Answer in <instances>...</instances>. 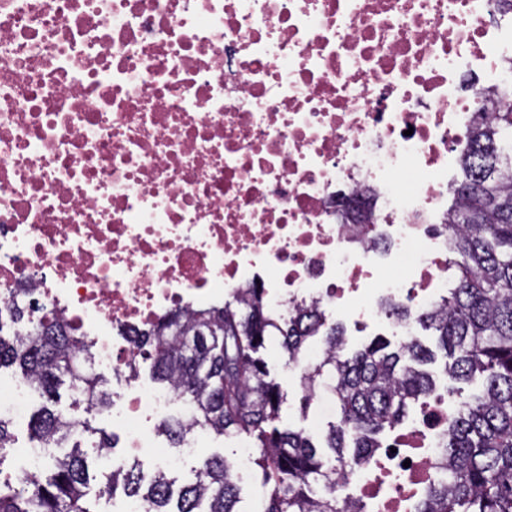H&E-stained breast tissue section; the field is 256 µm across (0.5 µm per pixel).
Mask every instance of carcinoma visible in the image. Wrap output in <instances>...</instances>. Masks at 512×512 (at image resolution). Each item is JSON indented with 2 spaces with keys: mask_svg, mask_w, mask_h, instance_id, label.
I'll return each mask as SVG.
<instances>
[{
  "mask_svg": "<svg viewBox=\"0 0 512 512\" xmlns=\"http://www.w3.org/2000/svg\"><path fill=\"white\" fill-rule=\"evenodd\" d=\"M462 180L450 186L448 250L458 274L439 307L419 317L438 332L448 376L480 387L462 401L448 427V483L434 490L423 512H512V101L479 113L464 133ZM23 289L0 307V369L15 367L46 398L34 414L30 440L68 448L50 456L49 475L0 483V512H92L88 506L91 442L98 454L114 447L90 421L78 422L52 403L64 379L89 411L108 407L101 378L87 366L91 343L55 311L32 306ZM324 336L325 357L303 370L301 410L316 381L334 389L338 423L329 426L323 460L312 437L280 429L286 394L269 378L261 349L279 339L288 364L300 362L306 341ZM343 331L327 326L322 311L304 305L288 316L268 310L259 288L233 293L232 301L178 307L140 333L137 348L151 361L153 379L167 386L190 413L160 421L175 446L195 428L219 435L247 434L266 488L261 512H344L330 467L362 460L380 447L412 402L437 387L421 369L427 354L414 339L397 350L376 341L344 353ZM142 464L124 461L106 477L100 495L117 491L143 502L148 512H241L239 487L228 459L200 460L196 480L173 491L163 471L142 476Z\"/></svg>",
  "mask_w": 512,
  "mask_h": 512,
  "instance_id": "carcinoma-1",
  "label": "carcinoma"
}]
</instances>
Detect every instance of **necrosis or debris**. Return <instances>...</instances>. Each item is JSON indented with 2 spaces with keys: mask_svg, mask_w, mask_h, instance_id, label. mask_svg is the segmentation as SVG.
Wrapping results in <instances>:
<instances>
[{
  "mask_svg": "<svg viewBox=\"0 0 512 512\" xmlns=\"http://www.w3.org/2000/svg\"><path fill=\"white\" fill-rule=\"evenodd\" d=\"M498 0H0V301L29 286L123 373L170 310L260 287L412 336L448 288V165L512 96ZM477 79L464 90L463 75ZM370 192L373 220L343 198ZM424 400L337 466L360 512L448 480Z\"/></svg>",
  "mask_w": 512,
  "mask_h": 512,
  "instance_id": "necrosis-or-debris-1",
  "label": "necrosis or debris"
}]
</instances>
